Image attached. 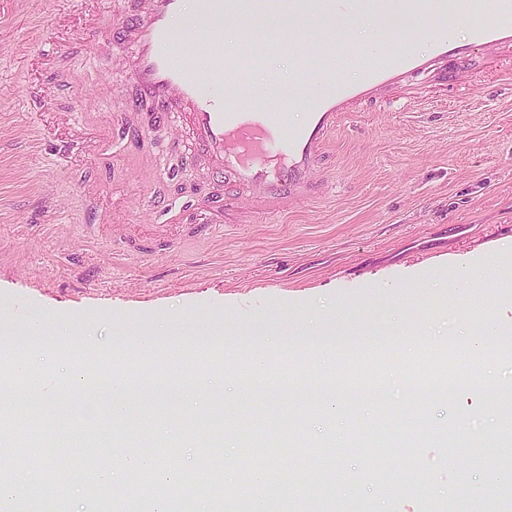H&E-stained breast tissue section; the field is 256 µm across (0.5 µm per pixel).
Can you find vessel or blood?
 I'll list each match as a JSON object with an SVG mask.
<instances>
[{
	"mask_svg": "<svg viewBox=\"0 0 512 512\" xmlns=\"http://www.w3.org/2000/svg\"><path fill=\"white\" fill-rule=\"evenodd\" d=\"M512 17V0H354L363 17L392 19L402 15L415 21L424 17L469 19L485 7ZM185 0H142L125 21L122 41L130 49L131 88L126 109L114 113L117 132L137 127L140 104L153 108L155 125L176 124L190 135L187 162L203 161L224 180L223 192L211 195L199 209L200 219L190 234L208 239L221 232L209 214L228 208L230 201L247 200L250 207L269 213L321 193L319 175L323 149L341 113L353 111L375 89L402 84L417 65L396 56L391 40L371 52L353 53L350 62L360 70L361 84L351 87L336 80L334 47H318L316 54L286 46L295 54L298 73L308 74L319 63L318 100L296 134L283 138L287 117L259 97L247 94L239 73L251 69L250 52L225 53L224 19L238 16L239 0H198L197 25L177 36L176 22ZM472 41L479 46L512 42V32L487 26L474 27ZM57 164L71 163L85 143L50 133ZM80 231L88 238H108L112 227L98 210H90Z\"/></svg>",
	"mask_w": 512,
	"mask_h": 512,
	"instance_id": "1",
	"label": "vessel or blood"
}]
</instances>
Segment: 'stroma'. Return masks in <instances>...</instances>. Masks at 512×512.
<instances>
[{
  "label": "stroma",
  "mask_w": 512,
  "mask_h": 512,
  "mask_svg": "<svg viewBox=\"0 0 512 512\" xmlns=\"http://www.w3.org/2000/svg\"><path fill=\"white\" fill-rule=\"evenodd\" d=\"M89 22L81 0H0V309L14 335L79 330L74 364L139 373L151 390L118 417L104 391L31 397L42 435L79 436L53 452L70 469L54 487L26 473L33 491L54 490L66 512H96L101 500L126 512L128 474L90 498L82 448L116 466L143 445L175 449L168 469L190 474L174 493L179 512L242 505L234 473L254 443L268 449L274 512H326L312 473L348 491L354 512H422L450 495L456 512H476L483 486L503 477L499 453L512 451V423L493 412L512 358L454 353L438 339L512 319V43L470 45L468 23L455 22L464 53L342 114L323 194L139 260L81 236L84 190L100 186L111 223L147 233L163 224L175 238L176 209L204 202L216 181L206 165H185L173 131L114 147L112 115L125 104L108 94L130 84L129 49ZM35 85L50 87L64 131L92 137L95 151L54 166L24 97ZM154 201L171 213L150 210ZM401 332L427 342L412 356L362 344ZM261 342L273 384L251 388L242 379ZM443 378L463 381L457 398L415 397L416 385ZM298 414L309 454L287 459L276 449ZM414 422L423 431L410 453ZM389 434L399 443L387 468L376 450ZM450 444L470 457L466 475L443 463ZM219 463L221 484L209 479ZM351 472L367 480L349 491Z\"/></svg>",
  "instance_id": "35a3bbf8"
}]
</instances>
